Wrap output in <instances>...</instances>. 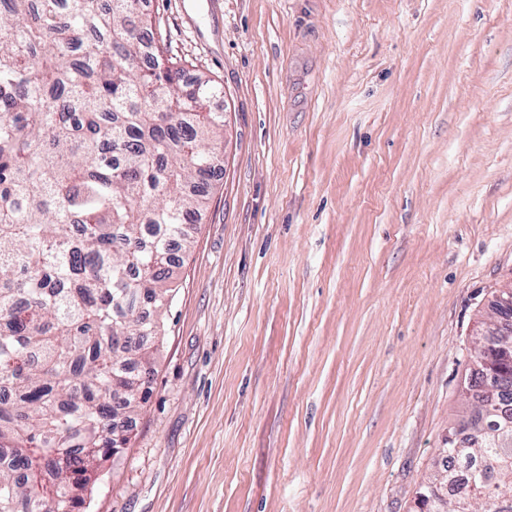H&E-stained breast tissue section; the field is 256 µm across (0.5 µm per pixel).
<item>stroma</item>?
Segmentation results:
<instances>
[{"instance_id": "35a3bbf8", "label": "stroma", "mask_w": 512, "mask_h": 512, "mask_svg": "<svg viewBox=\"0 0 512 512\" xmlns=\"http://www.w3.org/2000/svg\"><path fill=\"white\" fill-rule=\"evenodd\" d=\"M224 163L85 512H414L512 284V0H143Z\"/></svg>"}]
</instances>
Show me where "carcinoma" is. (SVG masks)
I'll return each instance as SVG.
<instances>
[{
  "label": "carcinoma",
  "instance_id": "obj_1",
  "mask_svg": "<svg viewBox=\"0 0 512 512\" xmlns=\"http://www.w3.org/2000/svg\"><path fill=\"white\" fill-rule=\"evenodd\" d=\"M0 10V512H74L125 448L155 373L170 266L221 170L220 89L185 79L140 0ZM496 398L512 415V363ZM512 434L448 441L468 490L512 512Z\"/></svg>",
  "mask_w": 512,
  "mask_h": 512
}]
</instances>
